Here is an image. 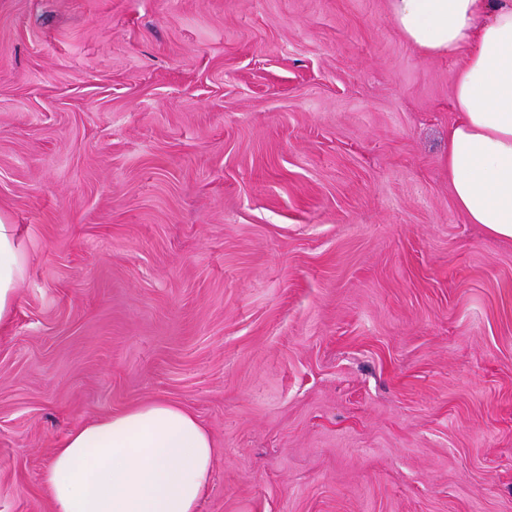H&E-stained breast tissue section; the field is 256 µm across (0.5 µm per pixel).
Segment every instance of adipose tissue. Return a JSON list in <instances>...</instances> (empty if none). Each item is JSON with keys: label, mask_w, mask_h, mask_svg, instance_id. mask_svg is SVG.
<instances>
[{"label": "adipose tissue", "mask_w": 512, "mask_h": 512, "mask_svg": "<svg viewBox=\"0 0 512 512\" xmlns=\"http://www.w3.org/2000/svg\"><path fill=\"white\" fill-rule=\"evenodd\" d=\"M400 34L430 55L464 51L453 87L448 178L457 208L512 240V0H389ZM27 266L15 225L0 221V326ZM210 434L161 399L80 425L43 475L53 512H198L212 475Z\"/></svg>", "instance_id": "obj_1"}]
</instances>
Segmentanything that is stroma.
I'll return each instance as SVG.
<instances>
[{
  "label": "stroma",
  "instance_id": "35a3bbf8",
  "mask_svg": "<svg viewBox=\"0 0 512 512\" xmlns=\"http://www.w3.org/2000/svg\"><path fill=\"white\" fill-rule=\"evenodd\" d=\"M462 53L388 0H0V512L151 399L198 512H512V241L448 181ZM27 266L16 225L0 219V326L12 320L16 306L17 286Z\"/></svg>",
  "mask_w": 512,
  "mask_h": 512
}]
</instances>
